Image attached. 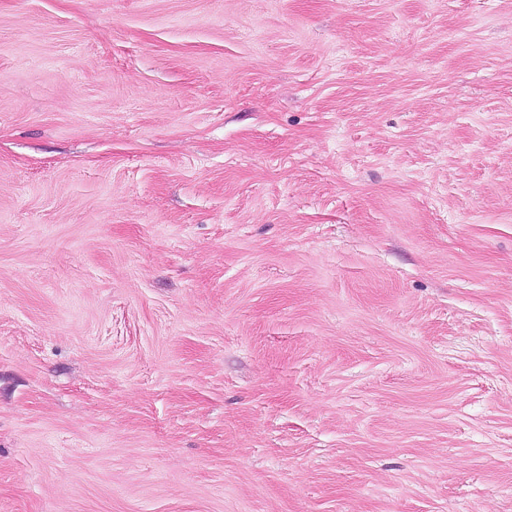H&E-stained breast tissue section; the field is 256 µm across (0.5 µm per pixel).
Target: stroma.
<instances>
[{"label":"stroma","instance_id":"stroma-1","mask_svg":"<svg viewBox=\"0 0 512 512\" xmlns=\"http://www.w3.org/2000/svg\"><path fill=\"white\" fill-rule=\"evenodd\" d=\"M0 512H512V0H0Z\"/></svg>","mask_w":512,"mask_h":512}]
</instances>
